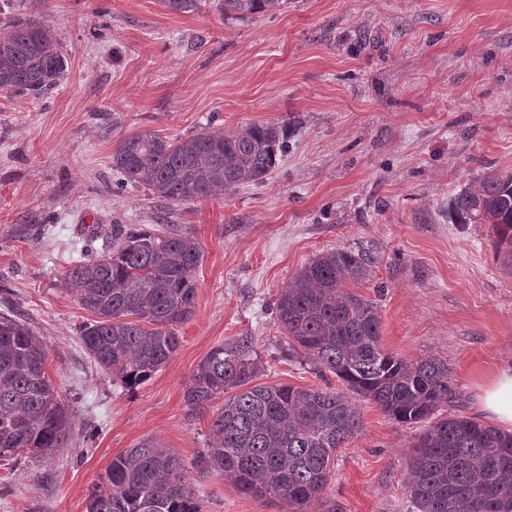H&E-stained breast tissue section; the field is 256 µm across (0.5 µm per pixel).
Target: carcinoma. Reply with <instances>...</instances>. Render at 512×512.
Here are the masks:
<instances>
[{
    "mask_svg": "<svg viewBox=\"0 0 512 512\" xmlns=\"http://www.w3.org/2000/svg\"><path fill=\"white\" fill-rule=\"evenodd\" d=\"M205 0H161L168 10L199 11ZM283 0H219L226 20L281 8ZM67 60L40 23L0 28V91L40 100L64 78ZM286 128L252 123L227 132L208 124L189 137L150 132L122 138L112 155L118 185L144 187L171 203L258 185L285 152ZM453 224H489L495 259L512 273V173L488 170L448 199ZM204 259L198 240L175 224L112 225V250L83 257L66 278L95 319L80 327L85 350L127 387L147 381L176 352L175 327L192 316L194 273ZM370 251L318 255L274 302L278 327L291 339L288 357L331 372L402 424L425 422L458 401L448 364L407 361L381 343L374 303L348 289L366 278ZM247 341L213 348L185 388L195 410L235 391L216 413L219 445L200 463L224 474L247 496L306 512L320 500L336 449L362 427L358 408L338 390L260 383ZM46 342L23 323L0 316V461L23 451L47 455L71 439L68 411L46 374ZM188 470L173 451L143 439L115 457L86 512H199ZM412 512H512V432L449 415L415 441L406 462Z\"/></svg>",
    "mask_w": 512,
    "mask_h": 512,
    "instance_id": "obj_1",
    "label": "carcinoma"
}]
</instances>
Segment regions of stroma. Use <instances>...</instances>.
Wrapping results in <instances>:
<instances>
[{
  "instance_id": "obj_1",
  "label": "stroma",
  "mask_w": 512,
  "mask_h": 512,
  "mask_svg": "<svg viewBox=\"0 0 512 512\" xmlns=\"http://www.w3.org/2000/svg\"><path fill=\"white\" fill-rule=\"evenodd\" d=\"M67 58L37 102L0 94V314L47 344L46 370L71 420L67 447L0 461V512H85L113 458L152 437L177 452L200 512H284L202 469L224 405L191 409L185 387L220 344L251 341L261 382L339 387L288 357L273 303L325 251L369 249L359 288L381 342L408 361L447 362L477 417L481 382L512 366V274L487 224H453L448 200L484 171L512 172V0H286L244 21L160 0H12ZM288 125V151L260 185L183 204L119 187L128 134L187 137ZM176 224L204 249L180 346L128 388L84 350L92 320L65 273L112 227ZM360 432L337 449L323 491L345 512H409L406 457L422 424L363 397Z\"/></svg>"
}]
</instances>
